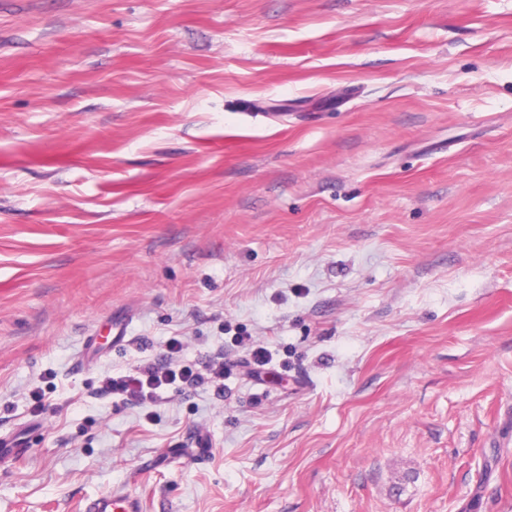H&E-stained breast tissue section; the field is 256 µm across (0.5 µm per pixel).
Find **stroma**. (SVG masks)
<instances>
[{"label": "stroma", "instance_id": "stroma-1", "mask_svg": "<svg viewBox=\"0 0 512 512\" xmlns=\"http://www.w3.org/2000/svg\"><path fill=\"white\" fill-rule=\"evenodd\" d=\"M172 336L223 396L99 392ZM14 436L0 512H512V0H0ZM142 499L132 493L116 490L89 500L83 512H144Z\"/></svg>", "mask_w": 512, "mask_h": 512}]
</instances>
